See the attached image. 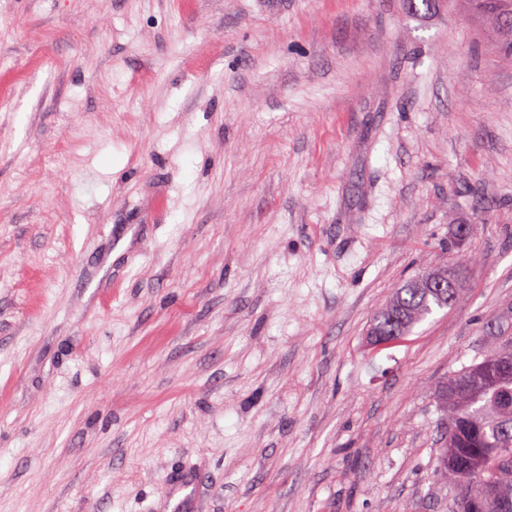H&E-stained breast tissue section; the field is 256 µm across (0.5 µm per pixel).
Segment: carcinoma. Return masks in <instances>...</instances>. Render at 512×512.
Segmentation results:
<instances>
[{"label": "carcinoma", "instance_id": "carcinoma-1", "mask_svg": "<svg viewBox=\"0 0 512 512\" xmlns=\"http://www.w3.org/2000/svg\"><path fill=\"white\" fill-rule=\"evenodd\" d=\"M467 11L487 24L512 33V0H464ZM432 275L441 288H419L412 279L396 288L389 303L372 319L370 327L400 339L436 310L450 306L456 283L446 270ZM512 358V337L481 354L473 362L448 374L437 393L439 407L448 413V441L439 457L440 471L450 478L456 512H500L499 501L512 500V406L501 404L500 393H512V377L484 380L496 366Z\"/></svg>", "mask_w": 512, "mask_h": 512}]
</instances>
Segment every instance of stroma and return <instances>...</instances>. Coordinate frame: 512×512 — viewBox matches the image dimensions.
<instances>
[{
	"mask_svg": "<svg viewBox=\"0 0 512 512\" xmlns=\"http://www.w3.org/2000/svg\"><path fill=\"white\" fill-rule=\"evenodd\" d=\"M503 43L450 0H0V512H448L437 390L512 336ZM427 274L441 279L442 287L417 288V280L426 274L403 283L396 288L389 303L373 317L369 332L378 328L385 336H395L398 340L407 336L435 310L450 306L457 292L455 280L447 270Z\"/></svg>",
	"mask_w": 512,
	"mask_h": 512,
	"instance_id": "35a3bbf8",
	"label": "stroma"
}]
</instances>
